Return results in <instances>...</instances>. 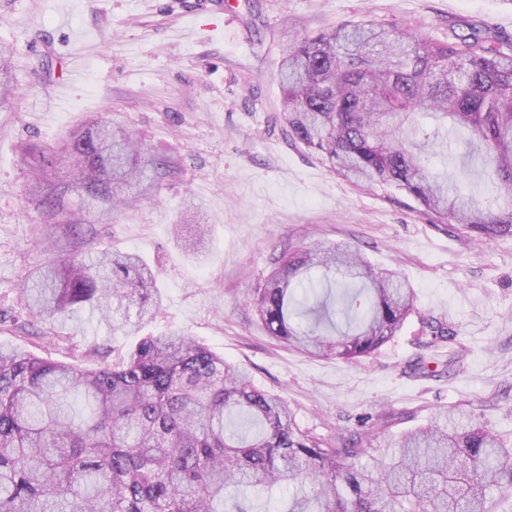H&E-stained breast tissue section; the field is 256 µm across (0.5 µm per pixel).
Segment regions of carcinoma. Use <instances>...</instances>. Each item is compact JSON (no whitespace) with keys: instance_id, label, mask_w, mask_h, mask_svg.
<instances>
[{"instance_id":"cac0c4a2","label":"carcinoma","mask_w":512,"mask_h":512,"mask_svg":"<svg viewBox=\"0 0 512 512\" xmlns=\"http://www.w3.org/2000/svg\"><path fill=\"white\" fill-rule=\"evenodd\" d=\"M281 120L288 139L341 178L395 186L419 210L467 239L512 237V36L469 26L448 41L351 21L303 38L281 59ZM15 94L0 51V107ZM458 134L487 182L483 201L459 178L433 172L431 150ZM37 156L40 214L80 235L81 214L129 207L153 160L129 132L90 120L61 149ZM59 166L69 180L57 182ZM86 191L77 209L69 187ZM176 238L206 248L195 225ZM40 317L86 314L126 333L159 307L157 274L131 252L73 253L38 269ZM353 316L339 330L336 300ZM255 307L273 338L318 357L372 356L415 312L413 289L357 250L315 244L276 258ZM425 348L453 340L421 320ZM418 355L407 369L433 375ZM371 465L374 448L302 431L288 403L180 332L144 336L117 362L87 369L0 346V512H270L273 492L296 491L283 512H486V492L512 484V448L452 409L406 432Z\"/></svg>"}]
</instances>
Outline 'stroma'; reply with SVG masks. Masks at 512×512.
<instances>
[{"mask_svg": "<svg viewBox=\"0 0 512 512\" xmlns=\"http://www.w3.org/2000/svg\"><path fill=\"white\" fill-rule=\"evenodd\" d=\"M228 15L194 14L182 0H0V50L16 94L0 108V344L86 368L118 359L136 336L44 320L25 289L38 268L75 250L139 254L162 302L143 335L180 330L283 397L299 427L326 441L386 438L457 408L512 448V238L476 244L434 225L394 186L362 187L289 141L278 66L304 36L365 20L439 40L455 23L512 35V0H230ZM125 127L174 174L135 208L87 214L93 239L45 224L21 155L55 147L85 120ZM198 207L209 243L188 256L173 233ZM347 245L400 272L417 313L357 363L311 358L269 336L253 292L274 256L312 244ZM424 318L446 322L463 359L444 350L435 376H409Z\"/></svg>", "mask_w": 512, "mask_h": 512, "instance_id": "obj_1", "label": "stroma"}]
</instances>
